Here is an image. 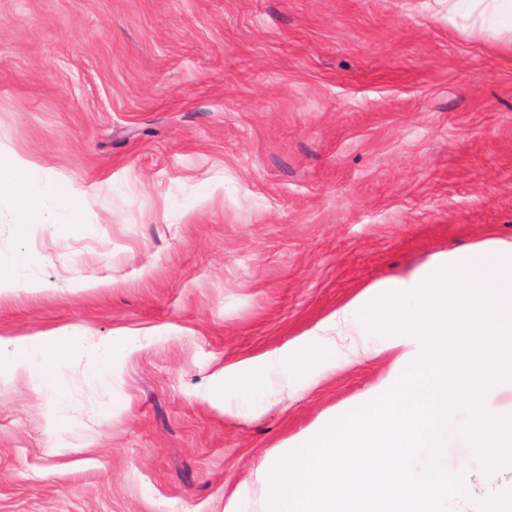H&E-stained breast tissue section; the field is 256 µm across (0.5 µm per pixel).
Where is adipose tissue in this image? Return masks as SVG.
<instances>
[{
    "label": "adipose tissue",
    "instance_id": "obj_1",
    "mask_svg": "<svg viewBox=\"0 0 512 512\" xmlns=\"http://www.w3.org/2000/svg\"><path fill=\"white\" fill-rule=\"evenodd\" d=\"M30 178L29 161L0 150V197L9 198L13 204L18 235H26L33 224L81 223L77 190L63 191L49 182L44 193H34L28 188ZM135 346V336L125 331L98 337L68 326L36 336L0 337V378L23 376L34 390L51 400L50 414L55 417L71 401L59 372L64 360L74 352L84 353L90 376L103 379L111 371L113 351H130Z\"/></svg>",
    "mask_w": 512,
    "mask_h": 512
}]
</instances>
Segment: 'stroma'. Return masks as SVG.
Returning <instances> with one entry per match:
<instances>
[{
    "label": "stroma",
    "mask_w": 512,
    "mask_h": 512,
    "mask_svg": "<svg viewBox=\"0 0 512 512\" xmlns=\"http://www.w3.org/2000/svg\"><path fill=\"white\" fill-rule=\"evenodd\" d=\"M446 0H0V148L86 197L79 224L16 236L36 292L0 295V336H139L76 401L0 382V512H261L257 467L383 387L345 364L261 413L224 365L284 347L364 288L487 238L512 241V40ZM111 278L110 287L94 282ZM470 497L512 488L468 448Z\"/></svg>",
    "instance_id": "stroma-1"
}]
</instances>
